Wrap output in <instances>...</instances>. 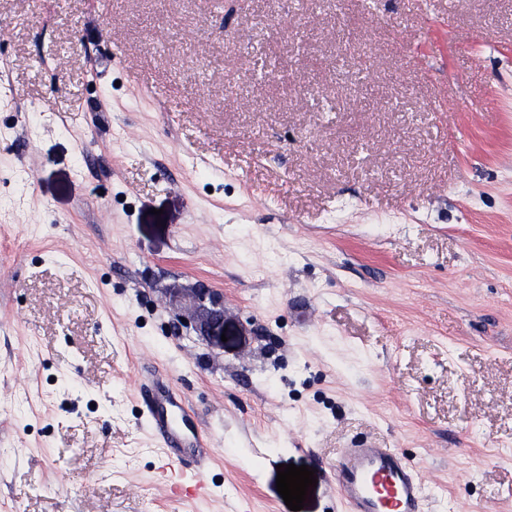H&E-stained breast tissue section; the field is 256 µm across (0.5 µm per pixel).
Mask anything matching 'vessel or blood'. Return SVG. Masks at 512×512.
<instances>
[{
  "instance_id": "vessel-or-blood-1",
  "label": "vessel or blood",
  "mask_w": 512,
  "mask_h": 512,
  "mask_svg": "<svg viewBox=\"0 0 512 512\" xmlns=\"http://www.w3.org/2000/svg\"><path fill=\"white\" fill-rule=\"evenodd\" d=\"M145 420L168 459L191 458L189 479L198 494H206L203 475L213 457V440L164 383L154 385ZM335 481L348 512H423L427 484L396 449H341Z\"/></svg>"
}]
</instances>
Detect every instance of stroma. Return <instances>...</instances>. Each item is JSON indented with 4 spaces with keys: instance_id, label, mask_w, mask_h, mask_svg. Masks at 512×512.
I'll use <instances>...</instances> for the list:
<instances>
[{
    "instance_id": "stroma-1",
    "label": "stroma",
    "mask_w": 512,
    "mask_h": 512,
    "mask_svg": "<svg viewBox=\"0 0 512 512\" xmlns=\"http://www.w3.org/2000/svg\"><path fill=\"white\" fill-rule=\"evenodd\" d=\"M0 52V512H346L356 446L512 512V0H0ZM198 300L204 303L209 301L208 320L205 324L206 329L200 330V336H206L208 339L215 336H221L224 333V308L220 302L212 296L208 290L200 289L197 294ZM144 415L149 430L168 459L178 462L184 457L192 459L189 468H193V472L183 475L189 477L198 494H206L203 475L213 457L212 438L198 429L190 410L163 382H157L151 390V399Z\"/></svg>"
}]
</instances>
